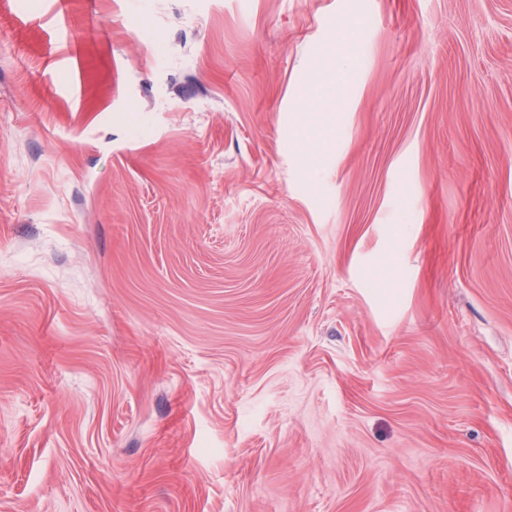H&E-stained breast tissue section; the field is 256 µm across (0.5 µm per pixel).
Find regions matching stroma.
I'll use <instances>...</instances> for the list:
<instances>
[{
    "label": "stroma",
    "mask_w": 512,
    "mask_h": 512,
    "mask_svg": "<svg viewBox=\"0 0 512 512\" xmlns=\"http://www.w3.org/2000/svg\"><path fill=\"white\" fill-rule=\"evenodd\" d=\"M0 512H512V0H0ZM353 31L350 23H345L336 34L337 64L341 70L352 69L356 63V56L352 49ZM297 97L300 101V107L296 112H302V118L306 122L313 121L316 113L342 111V106L340 104L336 103V105H333L317 93V91L308 87L299 88L297 91Z\"/></svg>",
    "instance_id": "1"
}]
</instances>
